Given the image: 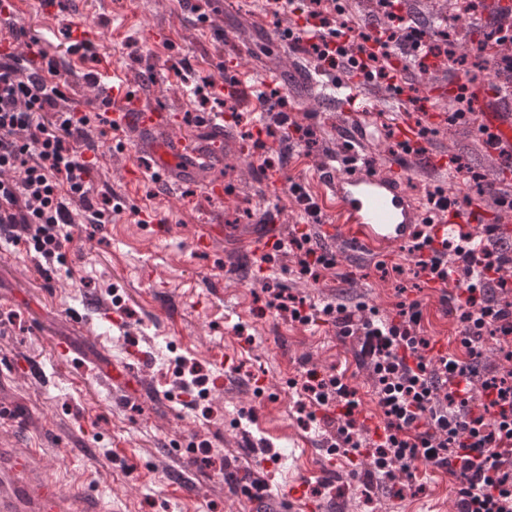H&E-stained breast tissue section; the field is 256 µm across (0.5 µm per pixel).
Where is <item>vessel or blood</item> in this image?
Here are the masks:
<instances>
[{
  "label": "vessel or blood",
  "instance_id": "1",
  "mask_svg": "<svg viewBox=\"0 0 512 512\" xmlns=\"http://www.w3.org/2000/svg\"><path fill=\"white\" fill-rule=\"evenodd\" d=\"M107 103L116 129L134 128L151 134L155 112L143 106L115 61H102L90 77ZM477 128L491 135L493 154L512 153V113L490 108L474 113ZM399 140L421 149V160L428 169L447 165V155L423 151L418 127L401 123ZM158 172L180 166L189 169L210 167L213 159L181 145L172 151L167 141L150 145ZM326 190L319 202L329 214L326 230L346 240L360 252H380L405 243L425 215L407 189L406 179L383 174L361 161L345 164L325 178ZM0 512H112L89 491L73 492L56 481L40 476L35 450L15 451L0 448Z\"/></svg>",
  "mask_w": 512,
  "mask_h": 512
}]
</instances>
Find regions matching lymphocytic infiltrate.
I'll use <instances>...</instances> for the list:
<instances>
[{
  "label": "lymphocytic infiltrate",
  "mask_w": 512,
  "mask_h": 512,
  "mask_svg": "<svg viewBox=\"0 0 512 512\" xmlns=\"http://www.w3.org/2000/svg\"><path fill=\"white\" fill-rule=\"evenodd\" d=\"M402 2L375 0L384 23L372 32L356 26L346 4L332 9L328 0H266L270 12L287 10L302 20L296 49L318 75L331 77L351 106V72L367 83L394 85L388 63L394 48H405L423 70L432 60L448 71L460 64L453 49L416 31ZM44 55L40 48L0 53V224L10 226L12 244L26 245L51 263L66 258L62 243L71 217L64 199L80 201L93 221L103 213L92 201L94 162L76 148L87 137L90 116L60 107L59 85L37 64ZM289 192L303 208L305 227L277 249L295 257L300 275L316 281L337 265L311 232L325 218L302 184L291 183ZM424 224L409 253L417 274L449 294L448 312L458 325L456 351L430 358L433 345L419 331L423 312L417 299L401 301L395 314L383 316L362 302L318 304L273 288L266 306L303 325H333L338 337L352 339L358 365L372 373L383 415L379 436L359 424L361 401L344 374L306 372L298 408L311 422L339 415L332 452L367 453L369 475L388 480L398 471L411 474L422 461L458 478L456 512H512V284L502 276L512 266V245L499 237L496 224L475 235L452 227L438 242L432 219ZM491 340L505 365L483 379L480 360Z\"/></svg>",
  "instance_id": "f902f5d3"
}]
</instances>
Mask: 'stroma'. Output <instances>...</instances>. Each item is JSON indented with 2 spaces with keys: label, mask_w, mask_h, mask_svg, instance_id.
<instances>
[{
  "label": "stroma",
  "mask_w": 512,
  "mask_h": 512,
  "mask_svg": "<svg viewBox=\"0 0 512 512\" xmlns=\"http://www.w3.org/2000/svg\"><path fill=\"white\" fill-rule=\"evenodd\" d=\"M86 19L99 37L71 51L72 25ZM290 19L268 13L265 0H62L58 7L19 0L11 15V25L29 39L53 27L46 49L58 64L63 106L104 111L86 76L101 59L117 58L143 105L159 112L155 139L174 136L218 158L211 168L149 176L132 189L125 171L153 165L143 134L116 133L94 120L79 150L96 161L92 185L104 223H91L70 201L67 259L44 268L35 253L8 244L10 228L0 224V360L21 367L0 374V402L18 409L15 419H0V448L36 449L47 475L67 488L95 491L112 512H275V494L289 481L322 488L318 496L304 492L295 512H455L447 474L421 463L410 480L376 486L352 479L367 459L332 453L337 423L309 424L298 410L297 385L306 371L334 367L358 390L363 409L380 413L370 373L356 365L351 343L340 342L332 325L303 326L266 309L267 289L315 302H364L385 315L399 301L417 299L426 335L450 347L458 330L440 291L416 276L404 245L356 253L323 233L319 242L337 266L320 280L299 275L294 257L278 252L257 267L252 243L264 233L263 213L272 212L284 237L303 216L286 184L268 190L262 157L245 149L260 110L286 106L301 125L318 127L316 144H291L288 164L279 167L286 183H301L316 198L331 156L346 150L342 130L364 126L361 157L390 170L397 160L392 143L374 137L372 128L408 106L377 84L358 89L357 112L327 96L299 54L279 41ZM230 58L248 75L243 92L190 95L204 79L223 78ZM273 74L281 96L260 107ZM231 109L237 117L223 127L194 122ZM428 140L459 158L471 177L452 180L408 158L413 197L422 202L440 189L512 226V213L478 191L512 175L474 124L432 126ZM217 178L225 188L220 199L206 189ZM145 208L155 228L138 220ZM209 224L223 231L196 251L193 235ZM218 348L229 357L228 383L219 393L189 395L184 383L192 371L216 374L211 354ZM259 377L272 393H257ZM266 443L275 457L262 453ZM256 482L267 483L272 497L242 494Z\"/></svg>",
  "instance_id": "obj_1"
}]
</instances>
